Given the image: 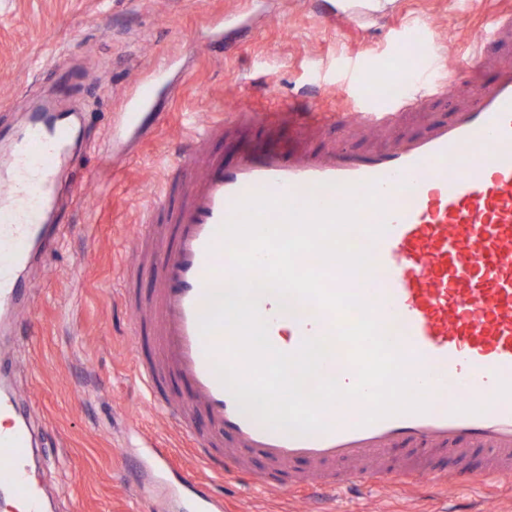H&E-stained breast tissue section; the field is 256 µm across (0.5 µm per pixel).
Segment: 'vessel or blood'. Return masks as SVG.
Segmentation results:
<instances>
[{
  "label": "vessel or blood",
  "mask_w": 512,
  "mask_h": 512,
  "mask_svg": "<svg viewBox=\"0 0 512 512\" xmlns=\"http://www.w3.org/2000/svg\"><path fill=\"white\" fill-rule=\"evenodd\" d=\"M341 16L364 24L384 0H343ZM512 11L482 24L454 66L434 61L409 75L410 89L379 110L330 107L304 100L278 108L244 104L202 123L181 143L166 189L139 226L149 243L147 272L155 281L152 354L134 371L152 403L170 417L193 455L217 473L250 475L262 458L271 471L264 486L280 493L341 489L358 484L406 486L447 475L463 484L512 479ZM495 78L484 83L483 71ZM143 85L114 122L116 134L134 127L151 99ZM450 105L447 119L429 107ZM425 112L420 132L404 119ZM349 123L388 130L379 146L310 145L314 132ZM260 125L264 138L224 155L217 144ZM292 132L281 140L282 128ZM71 127L63 115L34 112L0 156V313L12 314L29 285L19 276L59 221V170L73 159ZM378 181L381 210H363V223H386L370 240L369 276L336 262L328 288L369 303L382 326L397 325L408 355L406 370L426 389L427 409L390 415L365 425L355 401L346 420L306 435L269 428L244 411L222 384L215 364L227 334L203 338L199 317L210 291L222 288L231 260L218 230L236 203L259 191L300 204L346 201V186ZM271 343L292 353L304 339L331 334L347 315L320 310L316 321L283 319L277 299L260 298ZM185 390L187 406L163 396L166 380ZM230 448H223V441ZM29 429L20 422L0 432V494L42 512L24 466ZM450 457L453 473L440 460ZM305 462L307 471L294 472ZM182 512H222L206 485L187 481Z\"/></svg>",
  "instance_id": "b4317fda"
}]
</instances>
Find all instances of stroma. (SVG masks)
Returning <instances> with one entry per match:
<instances>
[{
	"label": "stroma",
	"mask_w": 512,
	"mask_h": 512,
	"mask_svg": "<svg viewBox=\"0 0 512 512\" xmlns=\"http://www.w3.org/2000/svg\"><path fill=\"white\" fill-rule=\"evenodd\" d=\"M499 0H404L399 15L364 29L329 20L317 0H0V127L20 123L69 77L70 103L91 129L71 176L61 220L41 260L25 277L32 290L17 307L31 333H0V381L37 435L30 479L48 512H169L150 484L147 448L160 442L174 471L223 494L228 512H512V486H463L454 477L407 490L384 484L358 494L277 495L253 476L227 479L196 461L178 429L135 378L143 337L122 294L137 253L138 226L165 187L185 133L255 95L271 103L304 93L329 101L379 103L381 94L353 69L364 56L381 73L414 72L405 34L436 32L455 64ZM252 13L241 41L225 43L224 13ZM155 78L140 133L110 160L112 123L136 85Z\"/></svg>",
	"instance_id": "35a3bbf8"
}]
</instances>
